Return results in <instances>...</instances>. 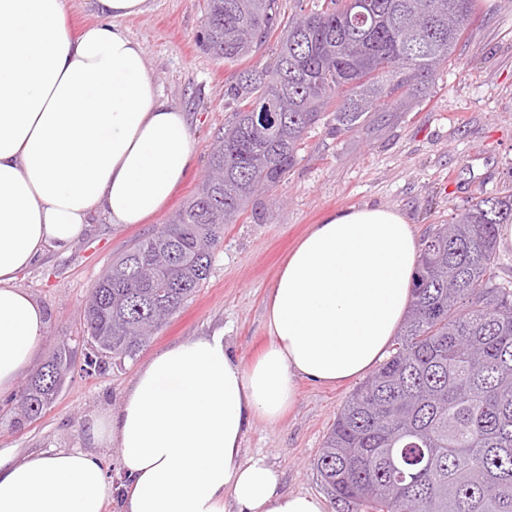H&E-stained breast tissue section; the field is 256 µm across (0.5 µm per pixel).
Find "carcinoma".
Returning a JSON list of instances; mask_svg holds the SVG:
<instances>
[{
  "label": "carcinoma",
  "mask_w": 512,
  "mask_h": 512,
  "mask_svg": "<svg viewBox=\"0 0 512 512\" xmlns=\"http://www.w3.org/2000/svg\"><path fill=\"white\" fill-rule=\"evenodd\" d=\"M319 0L281 14L280 0H205L204 46L239 64L277 36L272 66L224 85L232 113L198 191L133 243L84 305L85 368L135 359L210 276L214 249L261 196L288 179L305 135L336 132L435 84L475 0ZM275 118L262 119L266 105ZM512 193L467 204L421 239L412 301L389 358L348 398L313 459L337 512H512V281L499 280L498 227ZM76 351L61 342L21 384L23 425L57 398L51 373Z\"/></svg>",
  "instance_id": "obj_1"
}]
</instances>
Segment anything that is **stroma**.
<instances>
[{"label":"stroma","mask_w":512,"mask_h":512,"mask_svg":"<svg viewBox=\"0 0 512 512\" xmlns=\"http://www.w3.org/2000/svg\"><path fill=\"white\" fill-rule=\"evenodd\" d=\"M202 0H150L144 14L122 25L143 47L158 90L186 112L194 157L166 207L142 224L116 227L93 217L91 231L70 252L47 253L21 273L17 285L49 314L44 363L61 341L77 345L83 303L96 279L131 241L182 207L205 175L210 146L228 116L224 84L233 66L202 46ZM512 190V0H476L475 14L429 94L409 98L369 126L338 136L318 125L305 137L299 162L261 215L226 225L209 278L136 360L85 373L73 367L40 418L12 423L11 401L0 398V448L19 452L87 449L86 423L117 411L141 362L173 343L223 325L235 355L252 361L269 341L264 300L283 259L311 225L332 212L367 203L403 213L416 236L444 223L468 201ZM357 380L333 386L298 384L294 406L275 424L254 421L245 455L268 454L285 490L323 496L312 466L337 412Z\"/></svg>","instance_id":"1"}]
</instances>
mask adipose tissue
I'll use <instances>...</instances> for the list:
<instances>
[{"label": "adipose tissue", "mask_w": 512, "mask_h": 512, "mask_svg": "<svg viewBox=\"0 0 512 512\" xmlns=\"http://www.w3.org/2000/svg\"><path fill=\"white\" fill-rule=\"evenodd\" d=\"M73 35L64 0H0V395L32 364L48 312L18 288L47 253L68 252L102 214L141 224L186 175L194 137L158 92L120 19L148 0H96ZM419 256L400 212L365 204L313 225L265 301L270 342L251 363L223 327L154 353L118 411L85 428V450L0 448V512H327L282 490L267 455L243 453L254 419L279 420L297 384L333 385L384 356ZM118 445L123 481L100 447Z\"/></svg>", "instance_id": "ef3b65f1"}]
</instances>
